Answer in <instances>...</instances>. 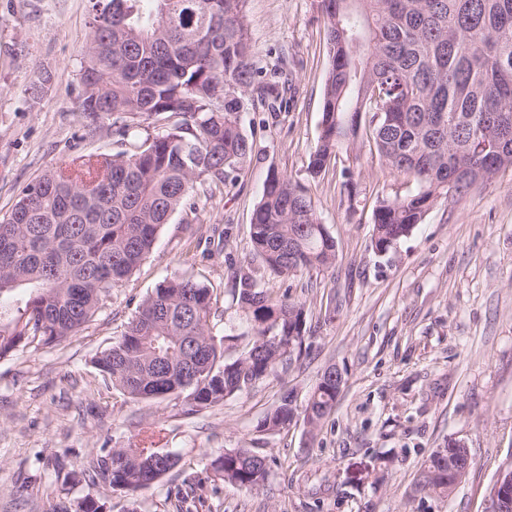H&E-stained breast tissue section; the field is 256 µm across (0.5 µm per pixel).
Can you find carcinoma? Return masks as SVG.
Returning a JSON list of instances; mask_svg holds the SVG:
<instances>
[{
    "instance_id": "cac0c4a2",
    "label": "carcinoma",
    "mask_w": 512,
    "mask_h": 512,
    "mask_svg": "<svg viewBox=\"0 0 512 512\" xmlns=\"http://www.w3.org/2000/svg\"><path fill=\"white\" fill-rule=\"evenodd\" d=\"M79 112L93 135L112 120L120 149L81 154L26 184L0 218V358L19 346L49 345L96 316L128 282L172 216L195 207L205 181L235 182L252 155L241 113L251 94L284 100L293 85L265 82L252 63L245 0H89ZM329 58L321 131L309 155L316 179L341 152L370 145L392 173L413 181L373 212V249L408 237L439 203L468 195L512 171V0H319ZM168 125L142 134L152 121ZM253 255L275 274L331 269L336 241L307 190L268 173L250 224ZM236 312L251 339L228 361L211 326L214 290L201 281L163 282L139 303L125 330L94 364L135 399L181 396L191 411L250 392L298 361L307 339L305 305L275 301L261 279L234 273ZM340 388L320 377L304 407L284 393L259 429L303 425L312 435ZM157 432L138 448H104L84 480L133 496L153 485ZM429 457L418 485L449 496L448 457ZM214 476L245 489L268 479L250 448L212 458ZM68 479L50 512H105L92 497H69Z\"/></svg>"
}]
</instances>
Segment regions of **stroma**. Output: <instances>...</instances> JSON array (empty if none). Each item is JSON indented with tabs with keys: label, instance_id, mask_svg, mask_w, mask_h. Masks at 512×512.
<instances>
[{
	"label": "stroma",
	"instance_id": "stroma-1",
	"mask_svg": "<svg viewBox=\"0 0 512 512\" xmlns=\"http://www.w3.org/2000/svg\"><path fill=\"white\" fill-rule=\"evenodd\" d=\"M244 13L254 65L276 74L287 55L296 97L275 112L249 102L241 120L254 151L239 181L198 187L196 208L174 214L94 321L57 344L0 359V512H45L60 490L57 461L72 477L71 497L127 512L125 493L86 484L81 471L100 449L138 446L150 428L180 461L139 492L138 512H487L489 489L512 461V173L437 205L396 248L376 253L378 199L411 184L366 150L309 176L329 64L316 0H246ZM89 17V0H0V215L28 182L74 155L119 148L111 123L83 134ZM43 70L53 84L36 102L29 89ZM347 168L358 173L352 201L342 187ZM272 170L311 193L336 240L334 268L264 277L273 297L305 305L310 337L300 361L195 413L174 395L134 400L106 388L94 358L163 281L208 283L217 294L214 333L246 332L231 306L232 273L252 259L251 214ZM331 365L344 383L315 435L258 431L285 390L306 399ZM452 438L470 450L466 479L446 498L417 492L423 461ZM233 448L267 457L263 486L214 477L209 458ZM188 474L198 483L178 497Z\"/></svg>",
	"mask_w": 512,
	"mask_h": 512
}]
</instances>
